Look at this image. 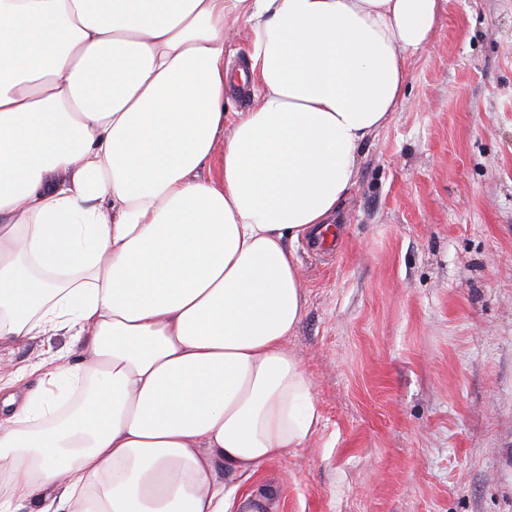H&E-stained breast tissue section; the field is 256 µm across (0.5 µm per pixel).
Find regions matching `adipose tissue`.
I'll use <instances>...</instances> for the list:
<instances>
[{"instance_id":"obj_1","label":"adipose tissue","mask_w":512,"mask_h":512,"mask_svg":"<svg viewBox=\"0 0 512 512\" xmlns=\"http://www.w3.org/2000/svg\"><path fill=\"white\" fill-rule=\"evenodd\" d=\"M437 7L0 0V344L82 347L0 374V512H246L217 466L309 445L288 245L329 225ZM249 34L248 29L244 27L239 34L226 46L225 65L231 70H235L240 64L244 63L250 67L249 59Z\"/></svg>"}]
</instances>
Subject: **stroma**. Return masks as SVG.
I'll return each mask as SVG.
<instances>
[{"label":"stroma","instance_id":"obj_1","mask_svg":"<svg viewBox=\"0 0 512 512\" xmlns=\"http://www.w3.org/2000/svg\"><path fill=\"white\" fill-rule=\"evenodd\" d=\"M333 223L335 246L291 245L318 432L225 489L260 512H512V0H439Z\"/></svg>","mask_w":512,"mask_h":512}]
</instances>
